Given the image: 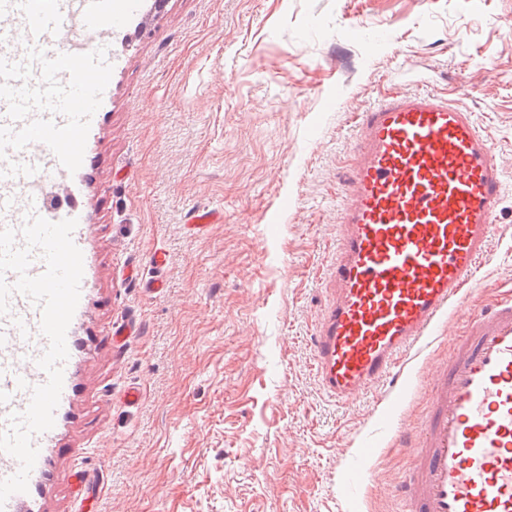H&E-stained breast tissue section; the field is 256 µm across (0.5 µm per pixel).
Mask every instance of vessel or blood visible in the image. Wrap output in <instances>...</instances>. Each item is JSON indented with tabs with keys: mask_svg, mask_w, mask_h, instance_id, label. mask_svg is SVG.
I'll use <instances>...</instances> for the list:
<instances>
[{
	"mask_svg": "<svg viewBox=\"0 0 512 512\" xmlns=\"http://www.w3.org/2000/svg\"><path fill=\"white\" fill-rule=\"evenodd\" d=\"M37 84L0 80V140L25 153L32 172L81 153L79 134L105 91L98 47L58 54L57 34L81 18L121 23V0H10ZM73 77L58 92L60 70ZM32 112L46 148L30 153L29 129L11 112ZM504 195L502 167L472 112L439 95L396 94L361 113L328 278L334 288L313 338L326 395L344 402L371 386L403 382V358L461 306L481 263ZM436 371L413 457L397 487L405 512H512V297L466 318ZM26 373L0 378V404L30 396Z\"/></svg>",
	"mask_w": 512,
	"mask_h": 512,
	"instance_id": "1",
	"label": "vessel or blood"
}]
</instances>
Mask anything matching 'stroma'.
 Segmentation results:
<instances>
[{
    "label": "stroma",
    "instance_id": "1",
    "mask_svg": "<svg viewBox=\"0 0 512 512\" xmlns=\"http://www.w3.org/2000/svg\"><path fill=\"white\" fill-rule=\"evenodd\" d=\"M510 21L512 0H138L101 22L82 161L45 170L76 201L83 277L26 512H402L399 438L465 324L449 315L406 356L391 431L372 433L386 385L328 397L312 336L337 210L361 112L396 93L464 104L506 184L465 303L512 291ZM203 210L219 221L190 230ZM10 308L29 333L0 339V373H38L39 317Z\"/></svg>",
    "mask_w": 512,
    "mask_h": 512
}]
</instances>
